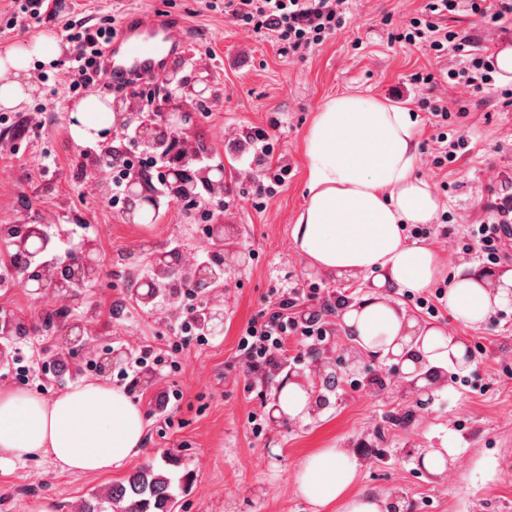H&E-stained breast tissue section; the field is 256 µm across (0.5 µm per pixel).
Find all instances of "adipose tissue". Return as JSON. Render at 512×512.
I'll use <instances>...</instances> for the list:
<instances>
[{
  "mask_svg": "<svg viewBox=\"0 0 512 512\" xmlns=\"http://www.w3.org/2000/svg\"><path fill=\"white\" fill-rule=\"evenodd\" d=\"M60 53L52 32L30 46L0 52V108L21 109L35 87L33 61L49 65ZM76 142L94 144L111 126L109 99L91 94L72 109ZM418 127L408 109L371 96L340 94L319 109L304 142L308 167L306 200L293 227V241L309 266L343 279H371L373 288L341 314L345 334L365 355L394 357L408 379L428 385L433 367L464 364L466 347L442 327L417 320L398 299L426 292L442 274L437 250L408 238L415 224H430L440 203L417 176ZM512 297V269L468 267L448 286L452 316L476 327ZM145 415L126 391L87 382L52 401L0 389V463L49 456L77 474L108 471L139 455ZM358 470L345 448L307 456L296 490L324 512H395L389 500L352 491Z\"/></svg>",
  "mask_w": 512,
  "mask_h": 512,
  "instance_id": "adipose-tissue-1",
  "label": "adipose tissue"
}]
</instances>
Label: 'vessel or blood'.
<instances>
[{"instance_id":"obj_1","label":"vessel or blood","mask_w":512,"mask_h":512,"mask_svg":"<svg viewBox=\"0 0 512 512\" xmlns=\"http://www.w3.org/2000/svg\"><path fill=\"white\" fill-rule=\"evenodd\" d=\"M182 23L174 17L132 13L105 54V67L113 81L139 75L163 79L170 57L181 54L184 42Z\"/></svg>"}]
</instances>
